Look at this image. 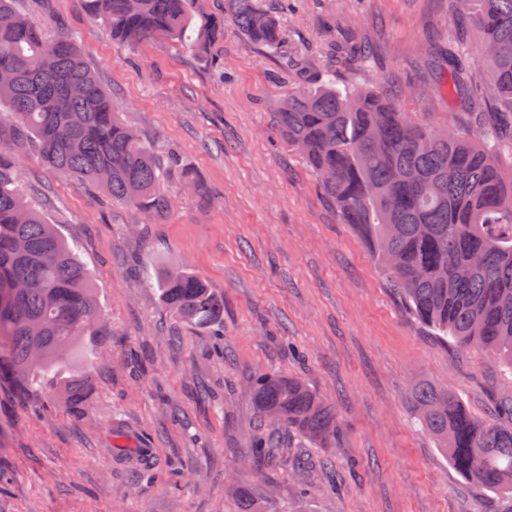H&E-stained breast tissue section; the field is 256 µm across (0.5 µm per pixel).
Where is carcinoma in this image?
Instances as JSON below:
<instances>
[{"mask_svg":"<svg viewBox=\"0 0 512 512\" xmlns=\"http://www.w3.org/2000/svg\"><path fill=\"white\" fill-rule=\"evenodd\" d=\"M479 34L485 80L471 81L470 48L457 36L438 54L439 78L471 102L489 101L512 125V0H456ZM118 45L155 38L207 52L224 38V20L271 51L283 43L281 17L258 0H84ZM279 133L318 175L342 222L366 237L396 293L423 326L460 353L479 349L512 371V135L476 123L424 128L393 99L327 82L297 90L276 113ZM33 145L49 168L102 189L114 203L156 219L171 206L154 148L112 112L73 37L53 39L0 0V383L42 404L81 413L92 396L86 371L57 367L99 328L101 302L76 247L26 200L16 181L17 149ZM174 316L214 336L224 299L183 268L153 274ZM257 412L320 448L336 447V412L301 380L277 373L252 384ZM418 422L467 480L512 497V426L475 418L452 391L415 387ZM238 512L268 509L239 490Z\"/></svg>","mask_w":512,"mask_h":512,"instance_id":"obj_1","label":"carcinoma"}]
</instances>
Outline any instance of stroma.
<instances>
[{"label": "stroma", "instance_id": "35a3bbf8", "mask_svg": "<svg viewBox=\"0 0 512 512\" xmlns=\"http://www.w3.org/2000/svg\"><path fill=\"white\" fill-rule=\"evenodd\" d=\"M263 3L281 15V51L228 21L203 56L164 39L115 47L82 0H18L45 35L76 37L113 112L181 165L165 173L170 210L149 224L20 148L18 182L76 246L107 333L68 362L92 375L80 415L0 386V512H236L242 483L289 512H512V498L456 471L414 399L417 383L445 386L507 427L512 373L415 320L275 125L288 92L330 71L399 101L421 126L468 127L473 113L438 87L425 54L449 32L476 35L448 0ZM187 172L206 197L183 190ZM165 264L223 298V357L162 304L147 274ZM265 372L302 379L335 409L337 447L283 431L281 457L253 463L251 382Z\"/></svg>", "mask_w": 512, "mask_h": 512}]
</instances>
